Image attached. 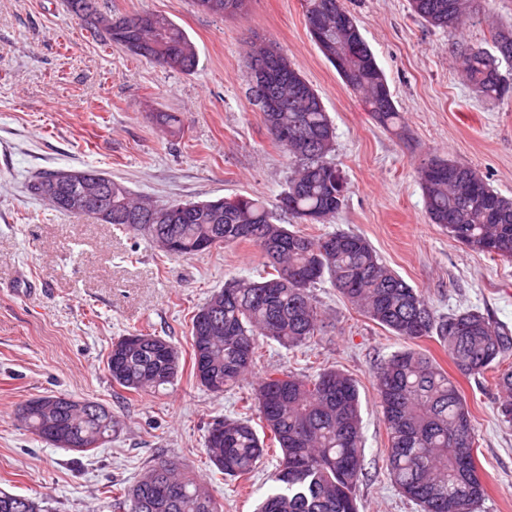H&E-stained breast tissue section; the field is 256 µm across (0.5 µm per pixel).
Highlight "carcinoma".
I'll list each match as a JSON object with an SVG mask.
<instances>
[{"instance_id":"cac0c4a2","label":"carcinoma","mask_w":512,"mask_h":512,"mask_svg":"<svg viewBox=\"0 0 512 512\" xmlns=\"http://www.w3.org/2000/svg\"><path fill=\"white\" fill-rule=\"evenodd\" d=\"M232 0H195L203 12L224 16ZM474 0H409L411 12L434 28L448 32L452 52L462 60L464 79L483 97L512 96V80L493 67L497 60L484 48L460 42L457 35L472 19ZM68 10L109 42L163 68L191 72L197 65L195 46L171 18L137 12L127 16L100 13L96 0H67ZM306 25L349 42L343 65L336 68L345 85L364 95L372 119L385 129L400 124L388 84L375 54L360 37L349 41L347 29L358 25L345 0H306ZM261 63L281 98L280 110L263 113L277 126L298 134L276 139L293 161L280 208L298 224L317 215L324 224L345 202L341 172L327 157L334 151L335 134L318 92L277 50L263 46L245 59L248 70ZM437 169H429V165ZM117 182L105 172L86 167L36 175L30 189L55 209L68 212L56 198L73 191L79 181ZM419 183L430 221L448 230L456 241L476 253L512 259V198L492 189L470 164L440 158L419 169ZM112 223L129 232L151 224L156 241L167 253L175 242L177 256L210 251L199 244L211 239L217 246L250 242L264 250V241L278 240L275 260L261 280L234 278L211 294L191 319L193 364L203 362L208 391L224 392L254 366L259 337L294 349L317 341L320 312L309 288L328 280L347 301L392 335L414 342L436 335L463 376L493 372L502 393L498 416L512 423V327L476 309L439 316L424 296L394 274L364 237L334 231L312 237L275 223L262 201L240 196L231 207L205 206L175 220L148 199L134 198L128 188L112 193ZM145 342L122 350L112 367V383L130 393L161 392L174 384L180 371L177 347L160 336L143 335ZM376 390L389 434L386 468L402 495L421 512H474L487 495L475 459V428L457 381L424 352L409 347L392 354L374 374ZM44 396L38 407L17 416L22 427L45 438L50 424L62 419L82 441V451L116 431L118 422L105 405L70 397L72 404ZM255 401L258 412L282 457L270 475L271 487L258 512H358L354 489L363 473L360 395L356 382L336 369L314 378L272 368L261 378ZM219 436L207 430L205 447L213 465L226 477L257 470L267 455L264 440L250 421L216 419ZM127 512H223L209 488L181 472L179 465L159 456L124 493ZM0 512H43L38 500L0 491Z\"/></svg>"}]
</instances>
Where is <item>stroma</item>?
Listing matches in <instances>:
<instances>
[{"instance_id":"stroma-1","label":"stroma","mask_w":512,"mask_h":512,"mask_svg":"<svg viewBox=\"0 0 512 512\" xmlns=\"http://www.w3.org/2000/svg\"><path fill=\"white\" fill-rule=\"evenodd\" d=\"M382 68L402 134L380 127L311 39L302 0H246L230 16L193 0H98L101 12H153L179 24L198 53L194 71L159 67L101 40L64 0H0V491L41 499L49 512H124L123 488L150 460H178L204 480L224 512H255L280 449L248 478L218 473L204 447L217 418L249 417L255 388L276 366L315 376L333 367L358 383L365 474L359 512H419L385 470L387 430L374 372L405 340L358 313L323 281L311 293L319 341L286 349L261 339L252 371L214 394L192 374L191 317L225 281L258 278L260 250L241 243L193 256L166 255L149 237L59 212L32 195L36 174L96 167L160 205L246 195L276 203L292 163L248 99L245 53L275 46L317 90L335 129L330 159L347 186L341 211L311 236L366 238L383 263L417 288L437 314L477 308L512 324V261L478 254L430 222L417 169L430 158L472 165L512 197V98L480 96L464 81L446 31L415 17L408 0H346ZM462 40L491 48L512 27V0H480ZM180 113L182 129L160 125ZM162 336L181 353L162 393L113 385L106 357L134 334ZM478 438L487 486L477 512H512V427L497 416L492 378L458 377ZM64 392L107 405L111 442L87 452L45 443L16 420L27 400Z\"/></svg>"}]
</instances>
